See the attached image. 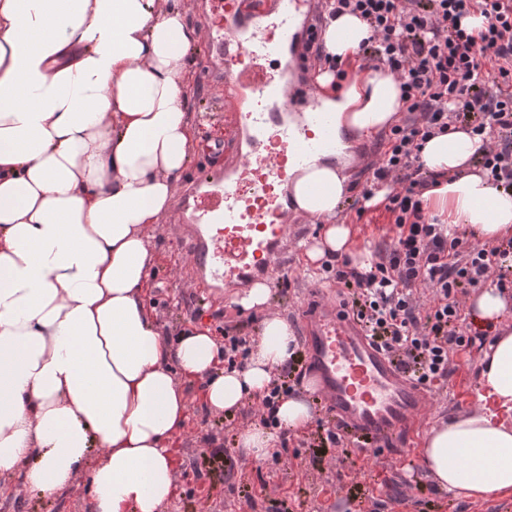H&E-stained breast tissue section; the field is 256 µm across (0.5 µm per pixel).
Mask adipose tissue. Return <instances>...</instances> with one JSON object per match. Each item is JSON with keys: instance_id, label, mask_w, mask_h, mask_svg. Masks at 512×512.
I'll return each mask as SVG.
<instances>
[{"instance_id": "1", "label": "adipose tissue", "mask_w": 512, "mask_h": 512, "mask_svg": "<svg viewBox=\"0 0 512 512\" xmlns=\"http://www.w3.org/2000/svg\"><path fill=\"white\" fill-rule=\"evenodd\" d=\"M368 35L332 20L325 49L354 60ZM185 0H0V477L52 498L85 480L92 512H163L176 486L171 439L188 419L184 383L203 384L213 414L263 395L296 350L268 315L243 369L222 366L206 327L167 338L147 299L155 231L197 148L187 57L200 41ZM337 128L371 135L401 107L386 70L356 72L339 98L317 71ZM456 130L428 140L425 197L442 223L512 236V192L473 161ZM347 178L325 162L290 180L298 212L323 223L310 261L349 252L336 212ZM497 288L470 315L500 332L480 361L474 409L433 427L422 468L471 500L512 491V332Z\"/></svg>"}]
</instances>
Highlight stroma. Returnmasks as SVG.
<instances>
[{
    "label": "stroma",
    "instance_id": "obj_1",
    "mask_svg": "<svg viewBox=\"0 0 512 512\" xmlns=\"http://www.w3.org/2000/svg\"><path fill=\"white\" fill-rule=\"evenodd\" d=\"M200 138L224 139V84L196 78L195 91L187 101ZM387 130L368 136L346 137V151L334 159L347 175L348 197L358 198L370 177L369 164L387 137ZM223 158L196 150L172 208L157 228L158 262L151 277L148 302L163 333L172 335L192 324H204L216 338L231 332L248 339L259 335L262 319L274 312L298 329V317L312 289L331 294L334 281L322 270L310 268L303 246L322 234L320 225L296 212H289L288 253L293 265L282 278L271 282L270 306L244 311L235 305L237 289L224 288L215 295L202 293L183 260V239L178 229L184 221L182 202L193 181L201 174L223 168ZM337 222L349 225L357 250L376 252L389 247L394 226L383 206L338 214ZM490 342L475 337L466 352L454 355L447 380L438 386L421 422V434L455 414L472 409L478 361ZM189 418L185 429L171 443L176 468V489L164 512H512V493L488 501H467L438 489L425 475L419 449L397 453L385 449L377 456L345 444L337 447L322 439L323 429L336 423L323 405H316L315 424L288 436V445L277 454L257 459L239 443L240 432L258 425L256 403L248 399L234 412L216 416L200 398V385H185ZM89 491L77 484L53 499L14 485L0 486V512H90Z\"/></svg>",
    "mask_w": 512,
    "mask_h": 512
}]
</instances>
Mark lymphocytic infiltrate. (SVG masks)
Instances as JSON below:
<instances>
[{
	"label": "lymphocytic infiltrate",
	"instance_id": "f902f5d3",
	"mask_svg": "<svg viewBox=\"0 0 512 512\" xmlns=\"http://www.w3.org/2000/svg\"><path fill=\"white\" fill-rule=\"evenodd\" d=\"M328 14L361 17L371 35L358 49L360 68H387L398 80L401 109L372 186L385 188L384 209L396 226L389 249L368 267L349 258L325 263L350 292L349 305L367 335L411 374L433 387L448 376L454 354L471 346L460 293L496 275L512 288V238L485 248L448 237L428 218L425 191L437 174L418 164L428 139L465 124L482 141L479 163L488 180L512 190V0H327ZM480 14L476 33L463 18ZM496 87L487 95L486 84ZM430 290L428 303L415 297Z\"/></svg>",
	"mask_w": 512,
	"mask_h": 512
}]
</instances>
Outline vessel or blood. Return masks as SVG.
I'll return each instance as SVG.
<instances>
[{
  "mask_svg": "<svg viewBox=\"0 0 512 512\" xmlns=\"http://www.w3.org/2000/svg\"><path fill=\"white\" fill-rule=\"evenodd\" d=\"M314 0H212L206 76L223 74L233 156L223 177L191 188L184 250L198 285L213 292L285 275L293 171L336 151L321 88L300 80ZM313 383L354 438L384 444L416 429L432 395L365 336L341 299H313L300 320Z\"/></svg>",
  "mask_w": 512,
  "mask_h": 512,
  "instance_id": "1",
  "label": "vessel or blood"
}]
</instances>
